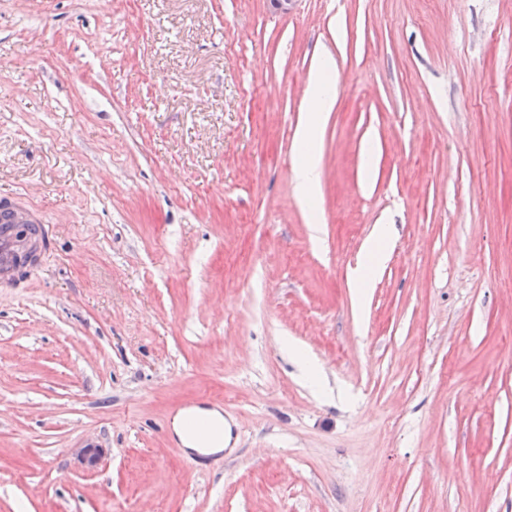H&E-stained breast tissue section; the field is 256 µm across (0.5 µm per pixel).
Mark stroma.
<instances>
[{"label": "stroma", "mask_w": 512, "mask_h": 512, "mask_svg": "<svg viewBox=\"0 0 512 512\" xmlns=\"http://www.w3.org/2000/svg\"><path fill=\"white\" fill-rule=\"evenodd\" d=\"M14 196L50 247L0 290V512H512V0H0ZM335 68L333 57L330 54H325L317 70L310 75L309 106L311 112L298 132L300 150L294 165V173L300 203L311 210L320 181L316 153L320 118L335 105V96L331 87V77Z\"/></svg>", "instance_id": "1"}]
</instances>
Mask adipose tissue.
<instances>
[{
    "instance_id": "adipose-tissue-1",
    "label": "adipose tissue",
    "mask_w": 512,
    "mask_h": 512,
    "mask_svg": "<svg viewBox=\"0 0 512 512\" xmlns=\"http://www.w3.org/2000/svg\"><path fill=\"white\" fill-rule=\"evenodd\" d=\"M336 68L331 55H324L317 70L309 78L310 115L298 132L300 145L294 173L297 181L299 200L304 207H312L316 197L320 171L316 153V142L320 130V118L335 104L331 77Z\"/></svg>"
}]
</instances>
